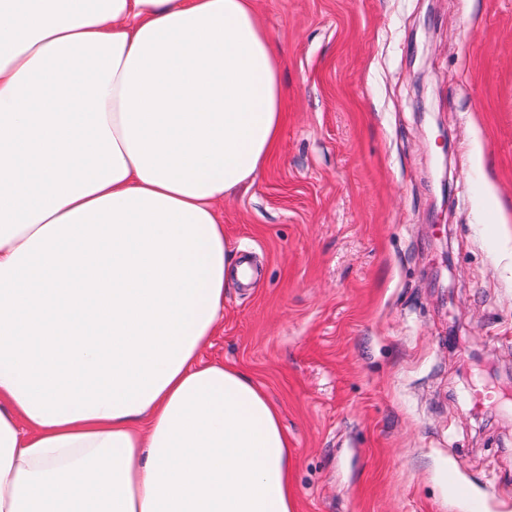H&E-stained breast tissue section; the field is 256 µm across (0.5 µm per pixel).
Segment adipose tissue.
Instances as JSON below:
<instances>
[{
	"mask_svg": "<svg viewBox=\"0 0 512 512\" xmlns=\"http://www.w3.org/2000/svg\"><path fill=\"white\" fill-rule=\"evenodd\" d=\"M281 66L255 0H0V512H298L279 408L198 362Z\"/></svg>",
	"mask_w": 512,
	"mask_h": 512,
	"instance_id": "adipose-tissue-1",
	"label": "adipose tissue"
}]
</instances>
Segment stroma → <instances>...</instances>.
<instances>
[{
	"instance_id": "1",
	"label": "stroma",
	"mask_w": 512,
	"mask_h": 512,
	"mask_svg": "<svg viewBox=\"0 0 512 512\" xmlns=\"http://www.w3.org/2000/svg\"><path fill=\"white\" fill-rule=\"evenodd\" d=\"M256 2L287 119L202 361L279 407L300 512H512V0Z\"/></svg>"
}]
</instances>
